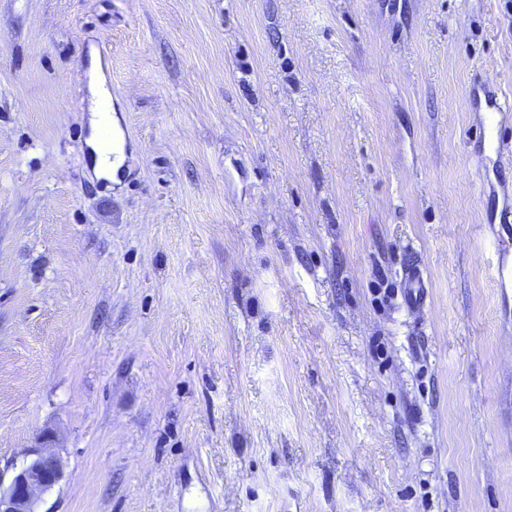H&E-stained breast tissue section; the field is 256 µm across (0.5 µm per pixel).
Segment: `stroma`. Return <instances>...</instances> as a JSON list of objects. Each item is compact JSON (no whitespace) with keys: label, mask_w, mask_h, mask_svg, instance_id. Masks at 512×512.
Masks as SVG:
<instances>
[{"label":"stroma","mask_w":512,"mask_h":512,"mask_svg":"<svg viewBox=\"0 0 512 512\" xmlns=\"http://www.w3.org/2000/svg\"><path fill=\"white\" fill-rule=\"evenodd\" d=\"M476 82L512 0H0V468L51 434L43 512H512ZM94 64L90 70V79L88 83L89 92L91 95V136L87 143L89 146H94L97 128L103 122H107L111 127L114 124L115 129H118V120L112 116V106L109 108V112H100L101 99L105 93L103 82L95 79L94 75ZM118 136H116L109 128L107 124H104L97 134V146L98 149L110 157L115 155V150L118 148ZM112 150V152H111ZM406 300L416 304L423 300L425 282L419 266L411 263L405 269Z\"/></svg>","instance_id":"35a3bbf8"}]
</instances>
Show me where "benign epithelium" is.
<instances>
[{
  "mask_svg": "<svg viewBox=\"0 0 512 512\" xmlns=\"http://www.w3.org/2000/svg\"><path fill=\"white\" fill-rule=\"evenodd\" d=\"M50 435L40 436L37 445L25 449L12 464V474L0 471V512H39L42 496L64 479L60 459L51 450Z\"/></svg>",
  "mask_w": 512,
  "mask_h": 512,
  "instance_id": "1",
  "label": "benign epithelium"
}]
</instances>
